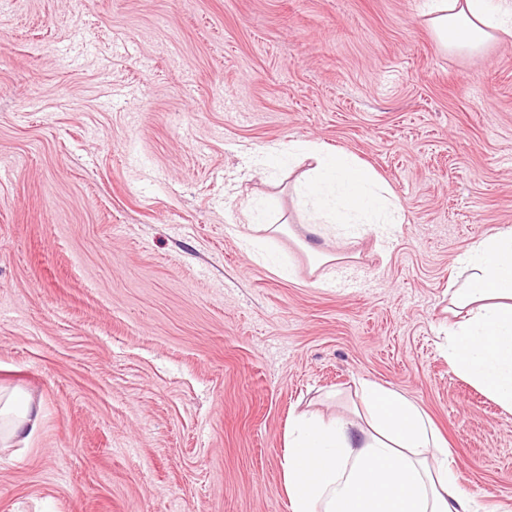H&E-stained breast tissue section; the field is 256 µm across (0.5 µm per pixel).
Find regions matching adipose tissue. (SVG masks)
Wrapping results in <instances>:
<instances>
[{
	"label": "adipose tissue",
	"instance_id": "adipose-tissue-1",
	"mask_svg": "<svg viewBox=\"0 0 512 512\" xmlns=\"http://www.w3.org/2000/svg\"><path fill=\"white\" fill-rule=\"evenodd\" d=\"M447 49L479 51L498 31L512 30V0H423ZM457 39H449V31ZM313 160L303 198L320 220L346 215L387 239L404 222L402 208L369 169L315 141L295 145ZM472 276L450 294L465 319L449 323L444 344L451 369L502 408L512 411V226L486 234L460 256ZM365 423L326 421L308 413L292 419L282 463L291 512H480L461 487L446 443L426 413L395 389L363 386ZM41 422L32 401L0 393V444L27 445ZM315 458L320 469L304 482Z\"/></svg>",
	"mask_w": 512,
	"mask_h": 512
}]
</instances>
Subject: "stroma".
Returning a JSON list of instances; mask_svg holds the SVG:
<instances>
[{"instance_id": "stroma-1", "label": "stroma", "mask_w": 512, "mask_h": 512, "mask_svg": "<svg viewBox=\"0 0 512 512\" xmlns=\"http://www.w3.org/2000/svg\"><path fill=\"white\" fill-rule=\"evenodd\" d=\"M421 5L0 0V387L42 417L0 512H291L290 420L355 418L363 380L512 512V411L440 333L459 256L512 226V34L451 52ZM302 141L376 174L391 240L309 232V161L254 164Z\"/></svg>"}]
</instances>
